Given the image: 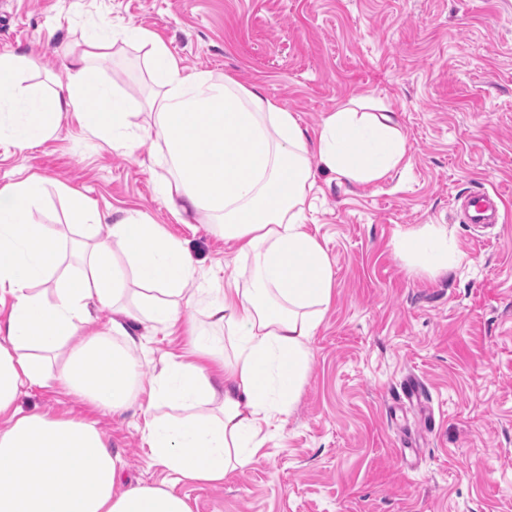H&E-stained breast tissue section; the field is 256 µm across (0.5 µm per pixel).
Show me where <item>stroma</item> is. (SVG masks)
Masks as SVG:
<instances>
[{"mask_svg":"<svg viewBox=\"0 0 512 512\" xmlns=\"http://www.w3.org/2000/svg\"><path fill=\"white\" fill-rule=\"evenodd\" d=\"M157 34L186 72L261 88L308 130L353 98L395 112L407 166L365 187L316 168L306 229L334 271V296L310 341L297 402L268 430L265 455L221 484L185 481L192 512H512V0H0V55L30 57L25 83L66 78L68 47L94 27ZM97 78L132 106L152 90L142 51L116 43ZM164 149L115 150L62 120L47 141L0 138V188H47L31 214L78 237L65 184L110 220L136 212L180 239L216 286L246 280L249 260L213 224H184L158 200ZM507 200L499 224L465 223L479 190ZM448 227L461 261L432 276L398 253L402 231ZM186 327L146 335L131 352L143 379L180 353ZM427 389L435 420L399 394ZM23 412L94 421L132 481L161 484L139 407L114 413L51 386Z\"/></svg>","mask_w":512,"mask_h":512,"instance_id":"obj_1","label":"stroma"}]
</instances>
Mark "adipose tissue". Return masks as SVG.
<instances>
[{
	"label": "adipose tissue",
	"instance_id": "adipose-tissue-1",
	"mask_svg": "<svg viewBox=\"0 0 512 512\" xmlns=\"http://www.w3.org/2000/svg\"><path fill=\"white\" fill-rule=\"evenodd\" d=\"M126 39L145 49L155 81L143 109L173 170L157 184L159 199L178 220L221 225L225 241L250 259V274L188 290L198 266L181 241L137 213L105 224L83 196L72 199L85 228L82 263L61 271V239L29 220L44 183L1 188L0 304L10 311L0 320V512H191L176 483H220L256 462L268 428L297 400L311 338L333 299L331 262L304 224L312 162L368 185L408 161L395 113L352 102L311 134L259 89L186 73L157 35L136 28ZM113 45L105 29L86 37L65 83L48 95L22 85L21 57L0 55V137L29 148L66 116L113 148H138L136 113L88 66ZM397 246L413 268L448 270L442 226L406 231ZM48 281L50 298L41 290ZM101 307L111 308L110 322L85 334ZM199 308L208 330L192 323ZM185 321L188 349L141 385L126 356L140 342L138 326L170 330ZM51 384L114 412L146 396L143 439L174 481L126 483L121 455L94 422L21 411L23 389Z\"/></svg>",
	"mask_w": 512,
	"mask_h": 512
}]
</instances>
